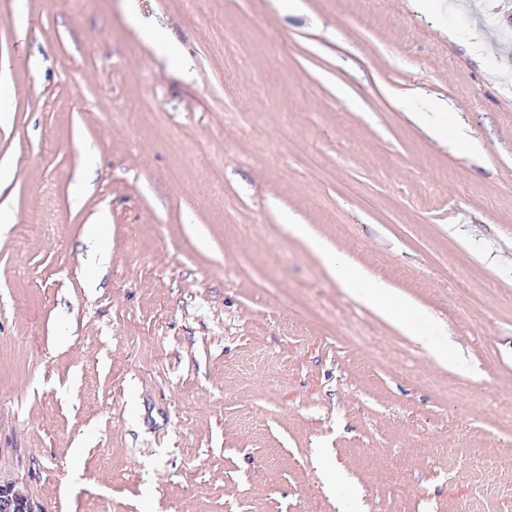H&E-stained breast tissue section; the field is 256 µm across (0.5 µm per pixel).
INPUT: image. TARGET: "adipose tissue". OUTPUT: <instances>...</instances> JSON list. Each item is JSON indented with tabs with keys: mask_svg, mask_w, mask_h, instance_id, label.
I'll use <instances>...</instances> for the list:
<instances>
[{
	"mask_svg": "<svg viewBox=\"0 0 512 512\" xmlns=\"http://www.w3.org/2000/svg\"><path fill=\"white\" fill-rule=\"evenodd\" d=\"M326 267L338 286L380 314L393 317L398 299L386 284L372 280L360 266L338 255L327 257Z\"/></svg>",
	"mask_w": 512,
	"mask_h": 512,
	"instance_id": "ef3b65f1",
	"label": "adipose tissue"
}]
</instances>
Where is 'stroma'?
<instances>
[{
	"label": "stroma",
	"instance_id": "1",
	"mask_svg": "<svg viewBox=\"0 0 512 512\" xmlns=\"http://www.w3.org/2000/svg\"><path fill=\"white\" fill-rule=\"evenodd\" d=\"M288 2L0 0V475L43 512H512V0ZM407 107L414 112L416 119L429 127L437 137L448 139L449 134L458 143L466 145V142L456 135L453 114L442 105L433 102L417 103L411 100L407 102ZM326 267L338 286L380 314L388 318L394 316L398 299L386 284L372 280L360 266L337 254L326 257ZM394 323L400 330L413 338L422 352L439 360L441 363L448 362V355L445 353L443 347L434 339L433 336L435 335L419 330L414 319L404 321L394 319Z\"/></svg>",
	"mask_w": 512,
	"mask_h": 512
}]
</instances>
